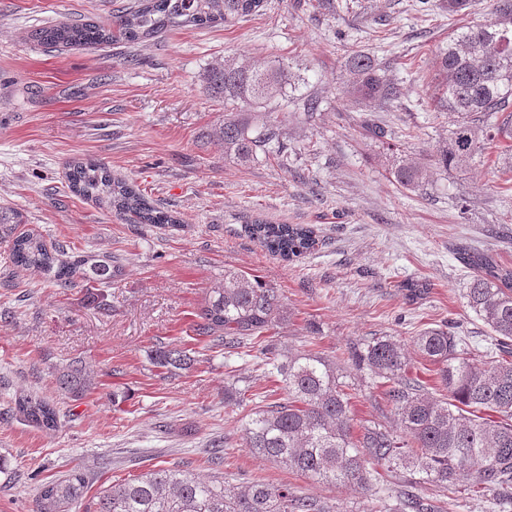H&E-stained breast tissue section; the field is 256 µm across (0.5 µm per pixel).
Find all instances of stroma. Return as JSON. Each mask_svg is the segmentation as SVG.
I'll use <instances>...</instances> for the list:
<instances>
[{
    "label": "stroma",
    "instance_id": "1",
    "mask_svg": "<svg viewBox=\"0 0 512 512\" xmlns=\"http://www.w3.org/2000/svg\"><path fill=\"white\" fill-rule=\"evenodd\" d=\"M124 0H0V205L68 252L110 257L117 275L103 302L84 286L57 288L39 273L0 262V512H33L45 482L86 470L89 494L155 467L223 475L237 484H287L332 505L372 512L355 487L313 482L245 448L240 427L253 406L224 402L239 379L273 401L282 384L271 366L209 346L197 313L225 270L258 276L284 298L288 319L266 342L279 358L316 347L358 390L359 419L396 425L349 346L374 336L409 344L425 328L474 337L489 331L468 307L471 271L459 247L512 267V167L491 145L425 187L401 188L390 169L398 151L424 161L447 138L456 113L431 99L437 55L451 33L491 20L495 0L460 15L443 0H265L257 16L211 28H181L127 46L57 52L29 33L60 21L111 22ZM373 55L400 88L392 107L364 108L346 91L344 58ZM275 59L303 81L297 97L321 100L312 118L281 113L279 151L241 164L214 136L224 101L202 77L230 60L256 67ZM379 119L385 134L364 123ZM105 162L114 175L172 211L173 229L131 224L72 194V158ZM308 224L311 253L288 263L242 230L254 219ZM423 283L425 294L407 286ZM195 351V369L156 367L152 350ZM90 370L73 399L58 378L71 362ZM54 401L57 431L12 414L20 395ZM224 448L223 464L211 452Z\"/></svg>",
    "mask_w": 512,
    "mask_h": 512
}]
</instances>
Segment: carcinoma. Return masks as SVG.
<instances>
[{"instance_id":"carcinoma-1","label":"carcinoma","mask_w":512,"mask_h":512,"mask_svg":"<svg viewBox=\"0 0 512 512\" xmlns=\"http://www.w3.org/2000/svg\"><path fill=\"white\" fill-rule=\"evenodd\" d=\"M264 0H132L108 25L96 22L56 23L33 32L41 45L58 50L103 49L114 42L135 45L174 27H212L229 19L253 16ZM442 81L439 103L460 120L447 144L433 155L437 170H448L500 144L512 153V0H496L494 18L448 36L438 52ZM344 71L349 93L358 105L388 108L399 98L398 85L381 74L373 56L352 50ZM208 90L224 100V123L216 132L224 154L241 164L268 155L280 144L281 103L302 78L280 60L264 70L226 63L206 71ZM395 182L415 191L424 186L428 169L403 155L391 169ZM67 181L75 194L110 208L136 224L177 227L179 219L150 201L132 183L112 175L102 162L74 159ZM23 215L0 207V241L10 242L4 263L32 268L61 288L81 280L98 289L112 282V258L65 256L32 230L15 234ZM244 233L269 253L294 261L315 249V230L306 224H246ZM473 275L465 288L468 307L492 331L494 348L512 345V269L485 252L466 253ZM201 334L212 345L238 349L262 344L265 333L287 321L278 289L232 271L209 292L199 312ZM464 338L442 328H427L411 337L416 354L438 366L444 392L424 389L392 336H375L360 344L356 370L384 387V400L397 417L399 430L380 423L357 424L351 410V385L336 362L312 349L278 361L268 347L259 349L266 364L281 376L284 397L259 405L241 428L240 439L263 458L323 484L353 485L378 496L387 512H445L447 494L462 480L493 503L512 501V360L486 353L464 356ZM153 363L170 372L189 371L196 359L179 346L154 350ZM74 397L90 386L86 367L68 365L58 378ZM495 418L476 415L478 411ZM16 418L53 430L59 414L50 400L33 395L16 399ZM403 470L397 488L378 486V469ZM439 493L432 501L418 487ZM88 482L74 468L61 480L43 484L36 512H333L326 503L288 485L261 480L227 484L213 476L200 478L178 469L160 468L124 479L86 500Z\"/></svg>"}]
</instances>
